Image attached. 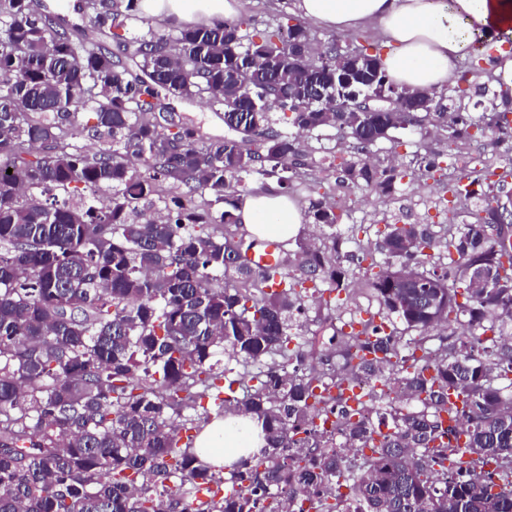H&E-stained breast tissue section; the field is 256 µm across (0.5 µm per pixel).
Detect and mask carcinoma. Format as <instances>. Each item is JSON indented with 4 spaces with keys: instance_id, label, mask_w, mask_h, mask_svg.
I'll return each mask as SVG.
<instances>
[{
    "instance_id": "carcinoma-1",
    "label": "carcinoma",
    "mask_w": 512,
    "mask_h": 512,
    "mask_svg": "<svg viewBox=\"0 0 512 512\" xmlns=\"http://www.w3.org/2000/svg\"><path fill=\"white\" fill-rule=\"evenodd\" d=\"M134 2L85 0L90 24L58 15L49 41L39 0H0V512H263L278 494L288 512H512V215L486 218L496 168L455 167L448 192L478 203L469 222L389 224L373 248L301 236L266 270L243 259L259 240L226 229L235 214L210 210L270 177L290 198L309 171L322 187L298 136L327 127L352 150L336 184L380 199L443 163L377 157L394 130L441 131L450 147L480 135L511 163L512 100L478 85L468 107L467 71L409 97L358 36L319 47L300 19L258 42L242 20L129 41ZM348 66L372 73L349 96L405 108L325 111ZM163 94L225 110L229 135L205 136ZM278 112L297 134L276 129ZM88 130L103 143L92 154L77 145ZM329 195L310 200L317 226L343 220ZM344 258L376 303L366 319L343 320ZM472 265L494 270L490 287H469ZM308 299L338 320L319 356L305 351ZM206 400L251 417L266 445L203 501L216 469L181 432L209 424Z\"/></svg>"
}]
</instances>
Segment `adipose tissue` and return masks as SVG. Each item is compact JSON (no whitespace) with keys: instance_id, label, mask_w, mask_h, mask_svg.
Listing matches in <instances>:
<instances>
[{"instance_id":"adipose-tissue-1","label":"adipose tissue","mask_w":512,"mask_h":512,"mask_svg":"<svg viewBox=\"0 0 512 512\" xmlns=\"http://www.w3.org/2000/svg\"><path fill=\"white\" fill-rule=\"evenodd\" d=\"M145 12L212 23L233 19L237 0H140ZM299 14L337 31L362 26L379 30L389 51L388 77L412 89L442 88L457 59L472 51L473 35L512 36V0H297ZM241 223L260 235H298L304 211L276 190L248 195L238 211ZM261 429L251 418L214 420L202 433V459L224 466L247 451L260 450Z\"/></svg>"}]
</instances>
